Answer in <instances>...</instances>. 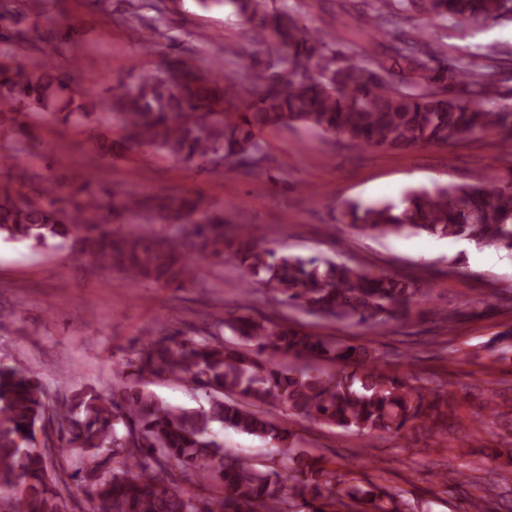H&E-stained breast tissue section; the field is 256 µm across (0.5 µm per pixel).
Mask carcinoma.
Instances as JSON below:
<instances>
[{
  "mask_svg": "<svg viewBox=\"0 0 512 512\" xmlns=\"http://www.w3.org/2000/svg\"><path fill=\"white\" fill-rule=\"evenodd\" d=\"M249 25L241 55L246 66L219 77L180 58L162 72L146 70L118 84L113 114L120 139L104 148L143 146L203 171L228 162L250 175L263 161L260 135L299 125L358 148L403 150L504 133L512 155V112L497 104L503 64L495 49L482 62L448 58L438 29L452 22L472 28L512 15V0H421L424 28L395 37L387 52L337 49L327 34L306 25V0H226ZM367 15L370 40L389 36L415 0ZM0 125L21 127L19 104L59 113L82 124L94 100L75 94L70 73L51 60L28 68L0 57ZM91 180L68 197L47 177L32 188L0 182V237L32 246L58 239L73 255L134 281L182 288L195 281V263L220 264L229 254L242 271L240 294L258 282L279 302L326 318L351 321L375 333L408 319L424 291L417 280L358 264L277 253L259 247L256 229L231 228L224 212L191 196L152 207L163 237L112 234L123 214L151 207ZM337 223L371 236L426 233L467 238L512 251V176L484 174L472 183L437 182L408 190L397 203L348 202ZM216 333L201 337L147 336L134 361L116 374L112 390H66L50 400L40 378L0 366V512H76L67 479L76 468L86 512H413L399 493L369 480L349 483L323 456L297 445L288 419L300 417L370 437L448 443L454 415L450 391L391 371L367 346L331 343L281 316L228 314ZM229 329L239 342L224 339ZM325 359L329 367L293 370L283 360ZM168 377L204 392L207 406H171L128 381ZM512 398L485 389L489 418L507 415ZM279 411V417L270 409ZM268 439L282 449L278 465L260 468L220 451L213 425ZM204 487L203 498L195 490Z\"/></svg>",
  "mask_w": 512,
  "mask_h": 512,
  "instance_id": "carcinoma-1",
  "label": "carcinoma"
}]
</instances>
